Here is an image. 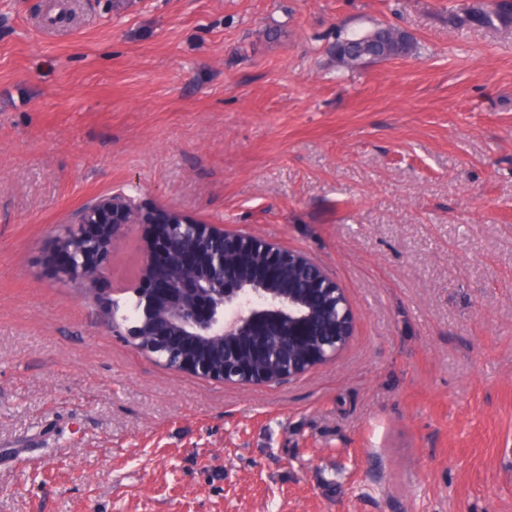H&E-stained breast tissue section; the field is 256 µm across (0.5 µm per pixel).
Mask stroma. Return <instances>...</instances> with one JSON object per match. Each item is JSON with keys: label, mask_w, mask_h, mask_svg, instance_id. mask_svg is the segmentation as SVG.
Wrapping results in <instances>:
<instances>
[{"label": "stroma", "mask_w": 512, "mask_h": 512, "mask_svg": "<svg viewBox=\"0 0 512 512\" xmlns=\"http://www.w3.org/2000/svg\"><path fill=\"white\" fill-rule=\"evenodd\" d=\"M455 0H0V512H512V34ZM419 54L336 66L338 28ZM125 193L311 259L353 309L335 359L235 384L47 262Z\"/></svg>", "instance_id": "35a3bbf8"}]
</instances>
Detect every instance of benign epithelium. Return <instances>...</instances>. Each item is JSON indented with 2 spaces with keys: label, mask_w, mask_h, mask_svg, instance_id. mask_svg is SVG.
<instances>
[{
  "label": "benign epithelium",
  "mask_w": 512,
  "mask_h": 512,
  "mask_svg": "<svg viewBox=\"0 0 512 512\" xmlns=\"http://www.w3.org/2000/svg\"><path fill=\"white\" fill-rule=\"evenodd\" d=\"M179 224L183 232L159 241L161 252L149 239L147 265H163L165 277L155 276L154 288L141 292L136 304V325L128 328L133 340L148 336L170 347L179 336L201 341L227 340L247 329L265 327V339L276 344L307 342L323 353V360L335 357L347 344L346 336L322 335L314 329L313 312L300 308L297 301L280 295L272 286L267 269L276 267L283 273L310 269L321 279L320 269L304 256L284 253L253 239L238 238L198 224L175 211L140 213L134 199L126 194L100 197L72 218L74 224L92 225V236L84 241L63 237L48 256L49 263L66 276L77 277L93 289L98 267L107 248L114 247L123 224ZM191 239L193 252L216 270L217 276L204 277L187 269L182 259L185 239ZM250 249L259 251L261 264L248 282L224 274V262ZM236 349L224 346V369L217 372L203 365L199 372L224 382L236 377Z\"/></svg>",
  "instance_id": "7a95c632"
}]
</instances>
